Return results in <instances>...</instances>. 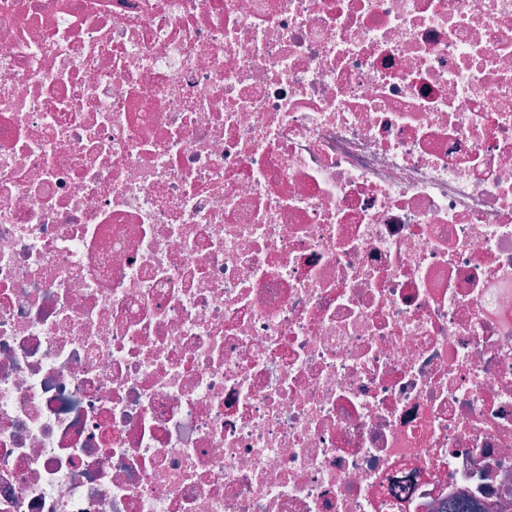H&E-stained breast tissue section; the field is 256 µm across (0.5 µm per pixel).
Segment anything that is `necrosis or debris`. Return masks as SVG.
<instances>
[{"label":"necrosis or debris","mask_w":512,"mask_h":512,"mask_svg":"<svg viewBox=\"0 0 512 512\" xmlns=\"http://www.w3.org/2000/svg\"><path fill=\"white\" fill-rule=\"evenodd\" d=\"M512 512V0H0V512Z\"/></svg>","instance_id":"1"}]
</instances>
